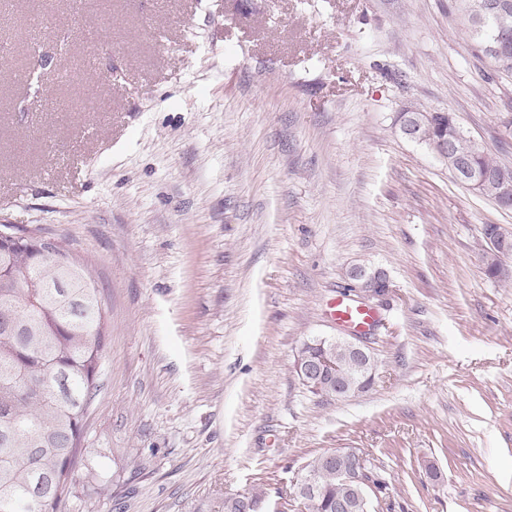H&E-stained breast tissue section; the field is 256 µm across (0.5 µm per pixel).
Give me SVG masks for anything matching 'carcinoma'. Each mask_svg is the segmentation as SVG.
Here are the masks:
<instances>
[{
    "label": "carcinoma",
    "mask_w": 512,
    "mask_h": 512,
    "mask_svg": "<svg viewBox=\"0 0 512 512\" xmlns=\"http://www.w3.org/2000/svg\"><path fill=\"white\" fill-rule=\"evenodd\" d=\"M429 138L459 127L453 112H433ZM456 148L478 172L499 171V187H512V169L466 135ZM66 265L38 257L26 240L0 239V512H57L80 453L82 421L94 397L106 343L104 312L87 267L64 252ZM343 366V381L365 385L341 348L325 341ZM317 491L300 496L305 512H338L356 494L336 478V465L319 455L302 466ZM257 493L224 498V512H255Z\"/></svg>",
    "instance_id": "carcinoma-1"
}]
</instances>
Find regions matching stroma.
<instances>
[{
  "mask_svg": "<svg viewBox=\"0 0 512 512\" xmlns=\"http://www.w3.org/2000/svg\"><path fill=\"white\" fill-rule=\"evenodd\" d=\"M0 223L88 267L107 353L58 512H275L305 462L359 448L372 512H512V208L405 138L456 113L512 167V77L458 0H11ZM367 297L372 387L312 394L295 356ZM380 270H369L355 267L349 273V279L355 288L361 292L370 295H378L374 292V288H378L379 283L385 282V277ZM325 315L331 322L360 336L370 334L378 322L374 308L345 293H340L327 302ZM261 503V497L257 493L237 494L224 499V512H257L254 506Z\"/></svg>",
  "mask_w": 512,
  "mask_h": 512,
  "instance_id": "35a3bbf8",
  "label": "stroma"
}]
</instances>
